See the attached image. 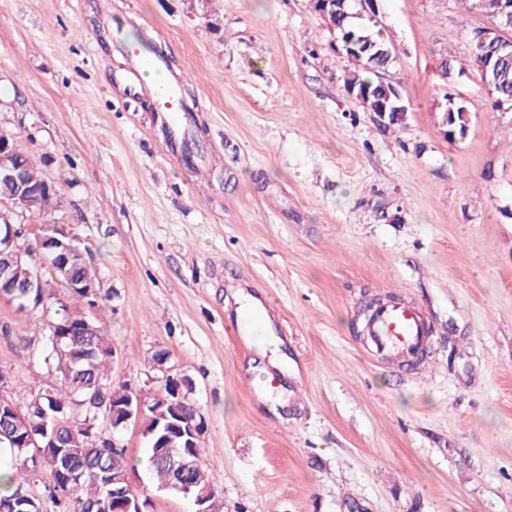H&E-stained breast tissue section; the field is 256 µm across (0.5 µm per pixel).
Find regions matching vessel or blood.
I'll return each mask as SVG.
<instances>
[{
	"label": "vessel or blood",
	"instance_id": "1",
	"mask_svg": "<svg viewBox=\"0 0 512 512\" xmlns=\"http://www.w3.org/2000/svg\"><path fill=\"white\" fill-rule=\"evenodd\" d=\"M126 58L133 69L148 68L160 73L165 69L163 60L143 52L139 46L125 48ZM155 109L170 142L183 140L193 122L192 116L181 104L177 86L165 81L153 89ZM364 345L373 357L393 365L417 362L431 344L433 331L423 314L409 303H388L374 307L365 319Z\"/></svg>",
	"mask_w": 512,
	"mask_h": 512
}]
</instances>
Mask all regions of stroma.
I'll return each instance as SVG.
<instances>
[{"mask_svg":"<svg viewBox=\"0 0 512 512\" xmlns=\"http://www.w3.org/2000/svg\"><path fill=\"white\" fill-rule=\"evenodd\" d=\"M391 126L349 96L354 65L311 0H0V131L59 189L16 225L77 234L101 286L108 379L155 394L152 357L189 377L200 463L222 512H512V111L493 108L467 35L472 0H379ZM145 36L194 99L186 163L129 96ZM470 114L448 140V99ZM260 299L283 361L263 400L234 286ZM420 306L436 333L408 370L362 344L369 305ZM52 308L0 298V397L58 377ZM150 512L139 426L120 435ZM379 86L383 88L384 92L382 95H380L379 93L377 94L380 103L376 110L375 97L364 99V101L361 102L363 106L370 112H374L375 110V112L378 113L381 120L386 119V116L389 122L392 120L399 121L405 119L407 112L402 111H405L408 108L403 102V98L399 89L391 83H389V85L386 86L383 80H381Z\"/></svg>","mask_w":512,"mask_h":512,"instance_id":"obj_1","label":"stroma"}]
</instances>
